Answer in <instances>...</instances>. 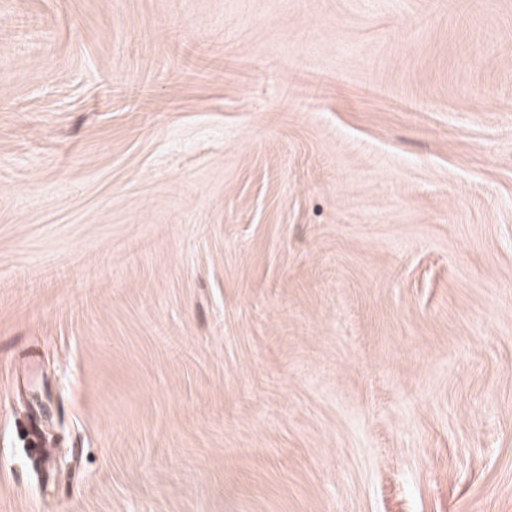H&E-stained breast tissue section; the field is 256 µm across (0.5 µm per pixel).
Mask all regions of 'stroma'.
Masks as SVG:
<instances>
[{
  "label": "stroma",
  "instance_id": "35a3bbf8",
  "mask_svg": "<svg viewBox=\"0 0 512 512\" xmlns=\"http://www.w3.org/2000/svg\"><path fill=\"white\" fill-rule=\"evenodd\" d=\"M0 512H512V0H0Z\"/></svg>",
  "mask_w": 512,
  "mask_h": 512
}]
</instances>
